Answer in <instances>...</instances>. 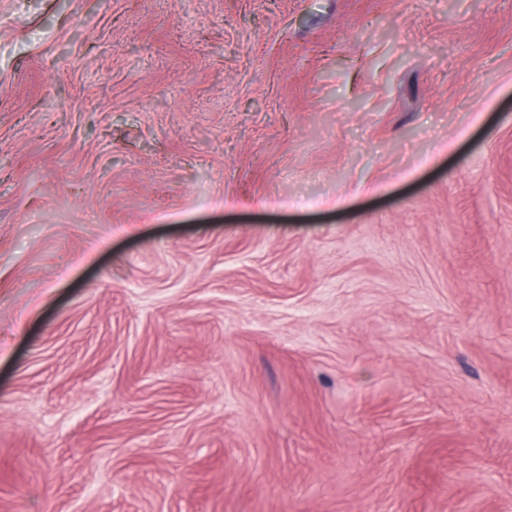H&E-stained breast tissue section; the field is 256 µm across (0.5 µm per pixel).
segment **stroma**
<instances>
[{"label":"stroma","instance_id":"35a3bbf8","mask_svg":"<svg viewBox=\"0 0 512 512\" xmlns=\"http://www.w3.org/2000/svg\"><path fill=\"white\" fill-rule=\"evenodd\" d=\"M0 512H512V0H0Z\"/></svg>","mask_w":512,"mask_h":512}]
</instances>
